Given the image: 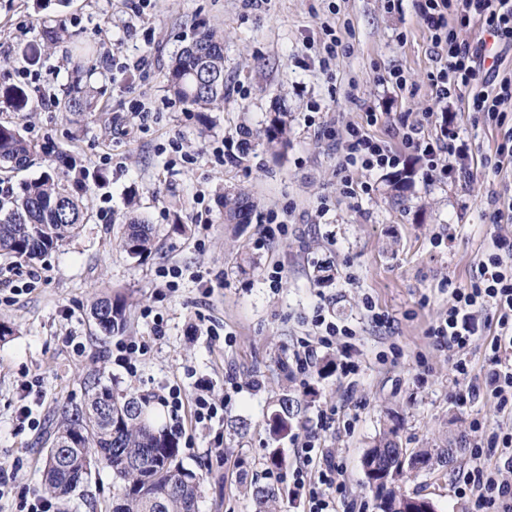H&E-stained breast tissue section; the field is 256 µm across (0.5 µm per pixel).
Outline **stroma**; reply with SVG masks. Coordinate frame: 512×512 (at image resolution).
<instances>
[{"label":"stroma","mask_w":512,"mask_h":512,"mask_svg":"<svg viewBox=\"0 0 512 512\" xmlns=\"http://www.w3.org/2000/svg\"><path fill=\"white\" fill-rule=\"evenodd\" d=\"M135 3L0 0V86L23 82L45 101L21 115L0 104V122L58 147L54 156L38 152L27 169L0 170V183L17 190L57 173L66 188H80L87 214L76 237L40 260L0 257V325L9 328L0 336V461L17 465L0 512H18L22 492L44 491V457L60 412L82 401L89 380L154 398L172 385L192 391L201 376L229 396L223 419L203 426L190 412L174 420L167 408L156 409L160 426L178 438L184 466L201 478L198 512H256L254 490L266 483L270 454L294 468L297 440L321 408L334 417L319 442L335 449L350 499L365 502L367 512L378 509L364 485L363 457L390 426L407 454L453 451L450 463L434 459L406 472L396 491L428 499L437 512H467L451 480L470 465L469 423L500 417L490 398L457 407L448 357L427 330L448 309L446 281L465 285L492 238L512 240V211L502 209L512 197V158H503L498 173L432 184L419 178L404 193L390 190L388 172L356 170L353 179L371 182L373 191L351 199L342 192L336 142L326 135L370 110L378 115L371 132L384 138L400 116L434 106L435 54L416 0L392 12L384 0H151L137 21ZM325 21L350 31L323 69L315 45ZM59 24L74 40L30 59L28 46ZM208 29L224 36V103L200 112L167 90L166 73L175 53ZM78 45L94 53L98 97L92 111L71 114L56 100L74 80L66 58ZM140 55L150 60L146 70L113 72V58ZM395 68L404 71L406 89L385 82ZM138 101L147 115L134 112ZM452 110L477 160L512 128V106L501 126H472L458 102ZM278 112L290 127L284 154L257 143L241 165L215 163L212 150L222 139L243 127L258 134ZM103 155L111 159L104 167ZM234 188L253 197L249 223L224 221L221 198ZM200 197L210 209L206 224L192 221ZM270 211L286 233H268ZM131 216L154 228L156 250L142 261L119 244ZM263 235L265 249H255ZM163 265L180 267L177 288L158 277ZM275 265L282 282L273 289L267 276ZM31 268L37 280H29ZM102 297L124 300V332L98 330L90 309ZM319 308L356 331L355 382L338 378L325 358L307 381L285 370ZM146 309L163 316L164 339H154ZM376 312L384 324L374 322ZM131 339L148 343L131 358L133 376L112 360L116 344ZM35 379L37 392L25 393ZM286 395L306 413L279 438L270 418ZM25 404L38 429L19 426ZM114 493L111 471L99 468L70 497L56 499L54 512H112Z\"/></svg>","instance_id":"35a3bbf8"}]
</instances>
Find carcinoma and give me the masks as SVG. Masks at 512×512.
Here are the masks:
<instances>
[{"instance_id": "cac0c4a2", "label": "carcinoma", "mask_w": 512, "mask_h": 512, "mask_svg": "<svg viewBox=\"0 0 512 512\" xmlns=\"http://www.w3.org/2000/svg\"><path fill=\"white\" fill-rule=\"evenodd\" d=\"M72 38L63 27H48L42 47L30 46L35 59L41 48ZM167 89L181 101L202 111L224 102V44L213 30L203 31L174 57L166 74ZM94 90L75 82L58 101L61 111L76 113L92 108ZM0 103L14 112L31 111V97L23 85L0 87ZM290 128L283 115L270 120L258 134L261 144L274 155L288 148ZM36 154L15 125L0 124V165L23 168ZM224 223L246 224L253 202L243 190L224 194ZM85 223L82 201L50 174L26 182L19 194L0 201V255L24 260L47 256L65 240L79 234ZM121 247L132 258L147 259L154 248L151 225L131 217L124 223ZM91 316L107 335L127 324L126 308L119 299L96 301ZM298 401L284 397L272 417L276 433H286L298 420ZM94 455L112 470L118 493L112 512H196L200 478L184 467L177 437L154 423L150 401L143 395L123 393L94 382L85 389L81 403L66 409L57 424L43 470L45 486L60 497L71 494L78 476L76 461ZM386 463L382 478L395 482L403 473V449L396 430L383 433L367 451Z\"/></svg>"}]
</instances>
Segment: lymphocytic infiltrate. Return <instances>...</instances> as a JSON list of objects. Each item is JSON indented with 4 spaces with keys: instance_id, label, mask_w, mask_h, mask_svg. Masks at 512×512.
<instances>
[{
    "instance_id": "f902f5d3",
    "label": "lymphocytic infiltrate",
    "mask_w": 512,
    "mask_h": 512,
    "mask_svg": "<svg viewBox=\"0 0 512 512\" xmlns=\"http://www.w3.org/2000/svg\"><path fill=\"white\" fill-rule=\"evenodd\" d=\"M419 18L430 34L438 68L430 78L436 102L457 100L467 111L488 121L503 122L504 108L512 103V73L500 74L501 53L512 49V0H420ZM487 34L491 46L471 49L464 35L473 27ZM430 112L415 119H399L392 128L395 145H388L369 131L377 121L367 113L364 122L346 124L336 133L340 144L338 170L343 192L355 198L371 194L369 182H353L354 169L367 172L398 168L404 154L425 159L423 179L441 182L466 173L469 146L458 129L423 136ZM312 322L316 339L301 340L289 369L307 373L321 350L340 338L352 336L349 325L316 313ZM428 333L448 353L452 362L454 398L460 405L487 395L500 412L512 416V244L496 242L494 250L479 258L465 287L448 291V310ZM487 336L489 353L482 381H475L467 358L474 337ZM469 454L472 465L454 481V493L466 499L468 512H512V428L492 427L475 419L470 423ZM268 477L287 480L290 502L303 512H353L342 480V467L334 451L321 447L316 432L301 438L298 463L289 475L275 468Z\"/></svg>"
}]
</instances>
